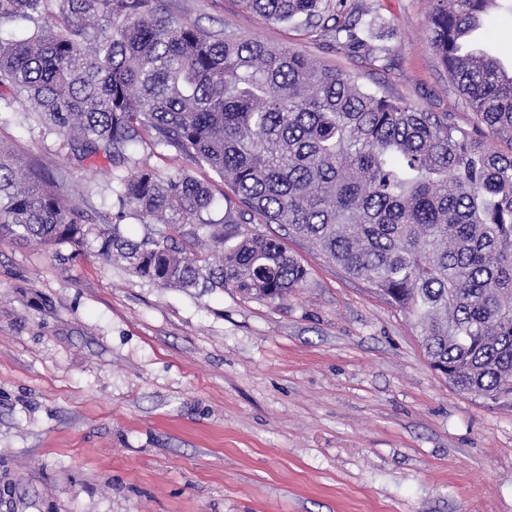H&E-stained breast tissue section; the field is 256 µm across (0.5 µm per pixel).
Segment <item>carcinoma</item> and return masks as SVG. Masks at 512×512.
<instances>
[{
	"instance_id": "cac0c4a2",
	"label": "carcinoma",
	"mask_w": 512,
	"mask_h": 512,
	"mask_svg": "<svg viewBox=\"0 0 512 512\" xmlns=\"http://www.w3.org/2000/svg\"><path fill=\"white\" fill-rule=\"evenodd\" d=\"M273 22L304 19L367 45L373 20L348 0H241ZM498 0H434L431 46L487 130L371 92L289 47L177 19L164 0H0V88L25 98L79 163L114 162L149 138L224 180V217L207 184L148 166L115 175L120 217L162 224L135 239L66 205L38 161L0 147V236L67 245L166 288H234L286 300L308 271L278 224L406 312L432 367L458 391L512 406V77L466 42ZM192 229L185 230L186 225ZM224 248L215 266L194 248Z\"/></svg>"
}]
</instances>
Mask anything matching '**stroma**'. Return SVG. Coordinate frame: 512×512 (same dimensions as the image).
I'll return each mask as SVG.
<instances>
[{"instance_id":"1","label":"stroma","mask_w":512,"mask_h":512,"mask_svg":"<svg viewBox=\"0 0 512 512\" xmlns=\"http://www.w3.org/2000/svg\"><path fill=\"white\" fill-rule=\"evenodd\" d=\"M370 49L241 0L174 15L294 47L483 133L433 52V0H353ZM0 109V145L47 164L64 200L116 213L115 167ZM288 300L165 288L66 246L0 238V512H512V409L434 371L413 318L308 242Z\"/></svg>"}]
</instances>
